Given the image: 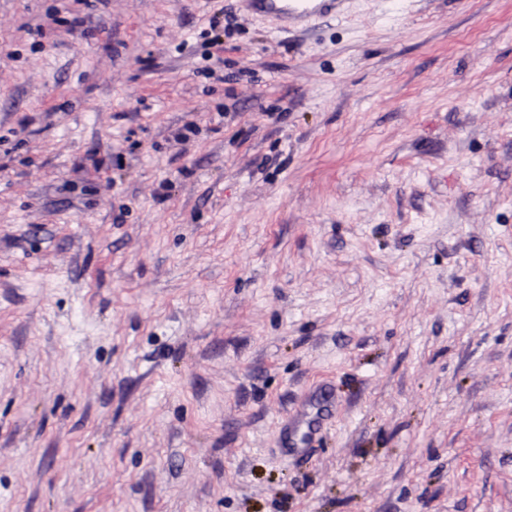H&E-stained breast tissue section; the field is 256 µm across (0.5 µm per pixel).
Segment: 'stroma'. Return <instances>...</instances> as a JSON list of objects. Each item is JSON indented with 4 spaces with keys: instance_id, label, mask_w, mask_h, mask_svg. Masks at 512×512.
Instances as JSON below:
<instances>
[{
    "instance_id": "35a3bbf8",
    "label": "stroma",
    "mask_w": 512,
    "mask_h": 512,
    "mask_svg": "<svg viewBox=\"0 0 512 512\" xmlns=\"http://www.w3.org/2000/svg\"><path fill=\"white\" fill-rule=\"evenodd\" d=\"M337 10L0 0V512H512V0ZM245 9L282 23L306 24L336 10L341 0H242Z\"/></svg>"
}]
</instances>
